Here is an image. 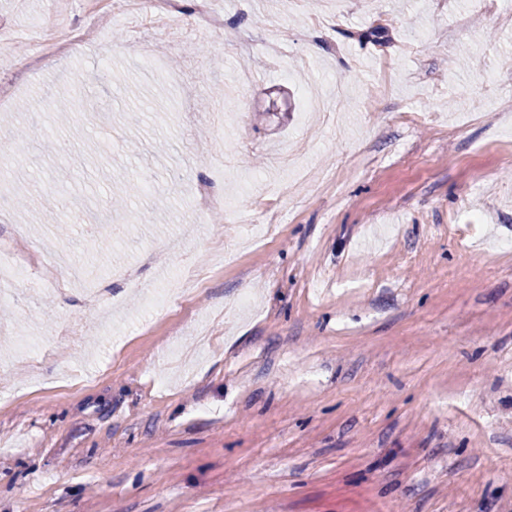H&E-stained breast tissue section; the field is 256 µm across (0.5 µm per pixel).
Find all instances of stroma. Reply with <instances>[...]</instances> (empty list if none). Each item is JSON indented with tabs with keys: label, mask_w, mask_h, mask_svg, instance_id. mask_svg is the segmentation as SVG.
Segmentation results:
<instances>
[{
	"label": "stroma",
	"mask_w": 512,
	"mask_h": 512,
	"mask_svg": "<svg viewBox=\"0 0 512 512\" xmlns=\"http://www.w3.org/2000/svg\"><path fill=\"white\" fill-rule=\"evenodd\" d=\"M218 2L203 38L0 0V193L69 205L62 233L35 203L0 217L33 256L0 318V512H512V126L486 117L512 24ZM58 20L85 40L51 59ZM75 85L99 116L78 135ZM227 158L232 208L197 214Z\"/></svg>",
	"instance_id": "1"
}]
</instances>
